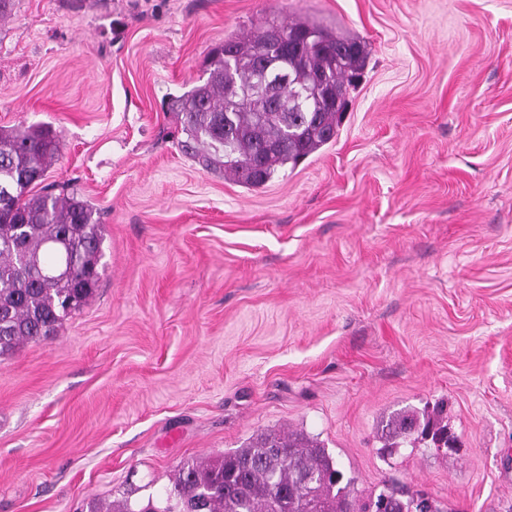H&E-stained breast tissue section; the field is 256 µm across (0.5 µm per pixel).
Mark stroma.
Instances as JSON below:
<instances>
[{"label": "stroma", "mask_w": 512, "mask_h": 512, "mask_svg": "<svg viewBox=\"0 0 512 512\" xmlns=\"http://www.w3.org/2000/svg\"><path fill=\"white\" fill-rule=\"evenodd\" d=\"M300 18L367 47L336 141L257 189L203 169L173 99L225 36ZM41 123L101 276L0 356V512L141 506L266 429L351 492L512 512V0H13L0 127ZM443 398L457 453L382 454Z\"/></svg>", "instance_id": "obj_1"}]
</instances>
